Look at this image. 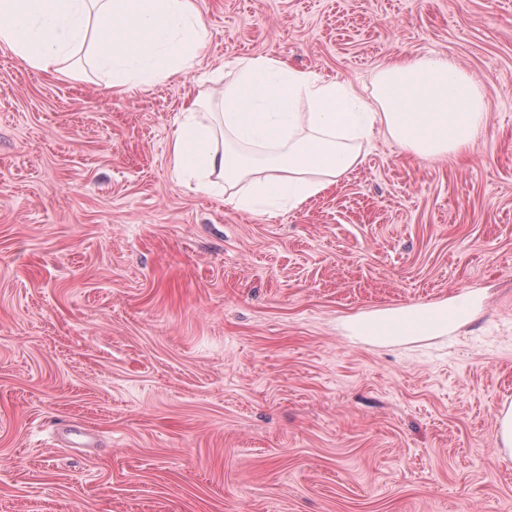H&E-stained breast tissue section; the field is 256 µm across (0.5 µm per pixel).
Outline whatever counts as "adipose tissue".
Listing matches in <instances>:
<instances>
[{
  "label": "adipose tissue",
  "instance_id": "adipose-tissue-1",
  "mask_svg": "<svg viewBox=\"0 0 512 512\" xmlns=\"http://www.w3.org/2000/svg\"><path fill=\"white\" fill-rule=\"evenodd\" d=\"M206 38L196 0H0V47L36 70L79 66L116 93L191 73ZM195 109L181 112L169 145L178 181L247 182L228 203L270 213L338 183L374 132L417 155H463L486 119L482 86L439 57L389 59L368 101L347 80L242 57L224 85L218 124L199 121Z\"/></svg>",
  "mask_w": 512,
  "mask_h": 512
}]
</instances>
